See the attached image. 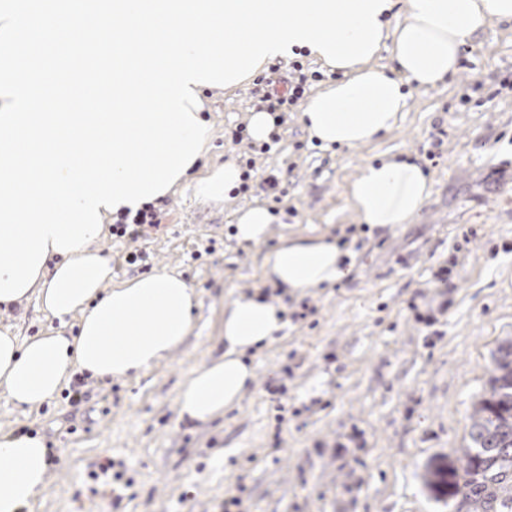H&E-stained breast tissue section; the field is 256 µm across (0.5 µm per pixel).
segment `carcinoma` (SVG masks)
<instances>
[{
	"label": "carcinoma",
	"mask_w": 512,
	"mask_h": 512,
	"mask_svg": "<svg viewBox=\"0 0 512 512\" xmlns=\"http://www.w3.org/2000/svg\"><path fill=\"white\" fill-rule=\"evenodd\" d=\"M428 487L436 499L460 498L472 512H512V340L497 350L461 456L432 463Z\"/></svg>",
	"instance_id": "cac0c4a2"
}]
</instances>
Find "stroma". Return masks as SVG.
<instances>
[{"label":"stroma","instance_id":"obj_1","mask_svg":"<svg viewBox=\"0 0 512 512\" xmlns=\"http://www.w3.org/2000/svg\"><path fill=\"white\" fill-rule=\"evenodd\" d=\"M260 75L206 94L209 162L253 159L248 191L224 206L185 187L156 202L159 226L147 238L98 243L113 281L181 273L199 300L192 335L139 377L74 376L84 394L75 405L62 392L23 409L0 393V430L42 436L49 450L34 512H224L232 496L234 512H457L425 478L433 460L466 445L493 356L512 339V23L491 21L459 71L413 92L397 127L369 146L323 147L293 112L272 151L234 143L267 87L292 78L284 61ZM379 155L417 162L430 180L420 213L385 234L345 202L347 184ZM256 202L280 220L266 241L238 244L233 212ZM288 234L345 240L354 273L296 296L271 288L261 265ZM136 250L147 261L127 263ZM257 288L283 302L285 336L248 354L255 380L237 407L179 422L181 382L224 352L225 301ZM58 326L33 298L0 312V330L22 341ZM279 385L287 391L276 399Z\"/></svg>","mask_w":512,"mask_h":512}]
</instances>
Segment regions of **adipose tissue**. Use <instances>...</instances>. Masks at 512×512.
Segmentation results:
<instances>
[{"label":"adipose tissue","mask_w":512,"mask_h":512,"mask_svg":"<svg viewBox=\"0 0 512 512\" xmlns=\"http://www.w3.org/2000/svg\"><path fill=\"white\" fill-rule=\"evenodd\" d=\"M380 48L393 64L373 61L341 68L338 78L301 105L298 121L309 138L325 147L372 144L393 131L408 107L409 94L425 91L454 74L460 48L493 20L512 23V0H400L382 10ZM234 160L219 167L207 153L176 179L190 183L207 201H226L241 184ZM430 191L422 167L392 157L367 163L349 183L346 196L356 218L387 231L417 216ZM275 221L261 204L239 209L238 242L263 241ZM355 255L324 235H290L262 263L265 283L288 293L334 287L354 271ZM44 311L59 321L76 318L77 335L49 331L19 344L0 332V390L19 407L34 408L58 394L70 373L124 378L145 373L191 335L193 288L180 274L159 270L122 284L112 282V265L95 244L61 254L48 252L28 289ZM282 305L261 291L238 292L224 304V353L195 368L177 396L178 418L205 423L234 408L254 372L244 358L282 339L287 328ZM49 468L44 440L0 432V512H32Z\"/></svg>","instance_id":"obj_1"}]
</instances>
